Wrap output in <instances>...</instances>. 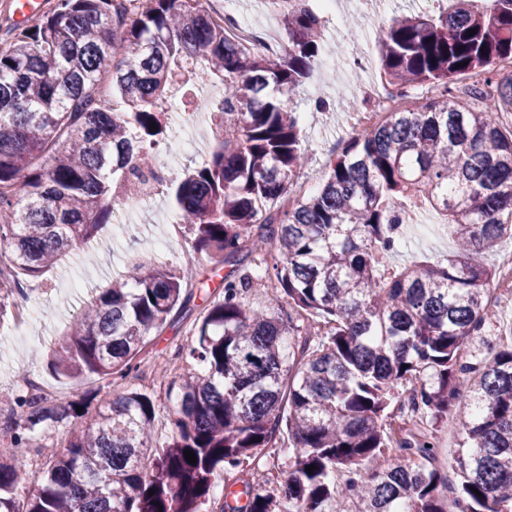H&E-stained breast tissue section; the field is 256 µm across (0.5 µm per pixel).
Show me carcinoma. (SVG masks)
Masks as SVG:
<instances>
[{
	"instance_id": "obj_1",
	"label": "carcinoma",
	"mask_w": 512,
	"mask_h": 512,
	"mask_svg": "<svg viewBox=\"0 0 512 512\" xmlns=\"http://www.w3.org/2000/svg\"><path fill=\"white\" fill-rule=\"evenodd\" d=\"M132 2L57 0L0 48V250L36 278L96 238L112 190L165 145L170 93L218 77L217 146L167 192L194 250L231 270L174 353L200 369L171 382L176 418L161 440L156 404L132 380L148 336L188 310L193 271L127 254L128 275L49 350L76 400L48 406L35 385L14 400L19 445L39 425L72 427L21 508L27 474L0 462V512H448L430 426L450 413L462 424L456 512H512V337L476 340L496 318L497 276L477 256L512 237V133L497 122L512 112V73L497 69L512 59V0H450L381 27L387 83L434 97L355 133L319 189L290 204L308 150L286 97L318 65L324 27L309 0H283L276 58L230 40L197 0ZM472 73L496 86L489 100L468 95L482 110L457 91ZM104 86L121 111L101 107ZM420 204L444 216L454 248L395 267ZM266 279L278 288L257 308ZM92 377L118 387L93 415ZM407 407L427 429L399 440L390 409ZM260 451L281 473L274 486L244 478Z\"/></svg>"
}]
</instances>
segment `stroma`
I'll return each instance as SVG.
<instances>
[{
  "label": "stroma",
  "instance_id": "stroma-1",
  "mask_svg": "<svg viewBox=\"0 0 512 512\" xmlns=\"http://www.w3.org/2000/svg\"><path fill=\"white\" fill-rule=\"evenodd\" d=\"M374 9L371 0H360L356 5L338 0L334 13L325 18L321 57L337 60L338 65L317 69L293 97L300 135L309 147L308 159L297 171L296 182L319 187L327 177L331 160L363 119V111L369 105L363 92L384 94L389 90L381 75L375 30L365 22L366 15ZM237 10L256 29L278 44L287 45L282 18L269 10L266 0H237ZM210 126L211 121L206 118L190 130L171 128L169 139L179 143L180 154L173 158L168 152H161V159L172 162L168 178H179L185 167L207 159L214 144ZM113 208L126 215L125 234L114 237L112 226H105L94 245L93 262H75L38 278H25L26 293L40 311L38 321L20 327L10 316L0 323V461L28 473V482L17 489L22 499L34 493L44 468L37 446L63 441L66 429L61 425L41 428L34 432L29 445H16L12 425L23 422L24 414L13 408L11 400L26 393L31 381L40 389L51 390L55 402L72 400L71 384L57 378L48 366L46 347L61 336L71 316L80 311L90 289L124 271L125 256L131 249L175 269L194 267L197 276L186 285L193 293L192 311L187 316L171 315L166 326L152 334L143 352L148 359L171 356L177 346L191 344L195 318L206 311L219 292V280L212 276L210 262L192 250L167 192L146 198L129 211L119 201Z\"/></svg>",
  "mask_w": 512,
  "mask_h": 512
}]
</instances>
